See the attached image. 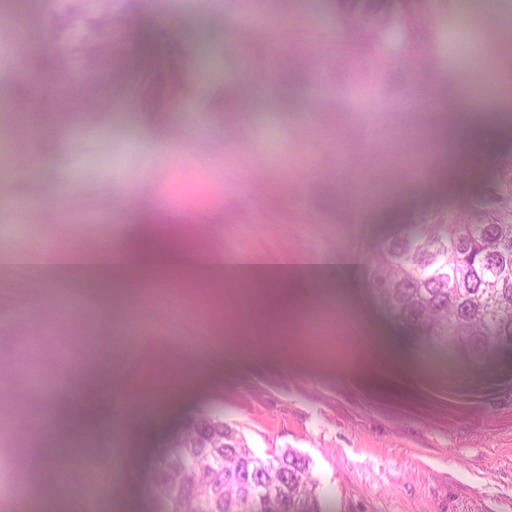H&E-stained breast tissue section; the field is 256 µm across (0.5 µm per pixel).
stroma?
I'll list each match as a JSON object with an SVG mask.
<instances>
[{
  "instance_id": "1",
  "label": "stroma",
  "mask_w": 512,
  "mask_h": 512,
  "mask_svg": "<svg viewBox=\"0 0 512 512\" xmlns=\"http://www.w3.org/2000/svg\"><path fill=\"white\" fill-rule=\"evenodd\" d=\"M506 0H112V52L127 57L123 96L105 95L73 55L65 77L47 65L62 41L61 0H0V20L24 24L26 48L0 53V254L24 253L37 225L43 250H81L113 224L131 242L153 224L180 239L205 217L199 250L306 255L364 251L423 210L484 193L512 157V122H493L482 164L436 155L439 104L470 87L512 96L495 60ZM269 20L237 29L252 12ZM440 46L430 45V29ZM329 82L318 101L308 84ZM432 108H396L410 95ZM79 103L36 129L25 109ZM0 512L13 495L67 483L82 512L84 456L122 478L94 492L95 512H160L155 461L184 417L207 412L261 457L291 448L311 461L324 512H512V356L480 367L428 348L396 322L363 268L307 271L303 305L278 310L279 289L251 273L156 275L129 288L132 321L119 335L98 311L104 289L68 280L47 296L24 268L0 273ZM40 341L39 379L22 352ZM387 339L398 357L379 356ZM196 372L173 390L175 370ZM112 407L97 432L40 446L47 397Z\"/></svg>"
}]
</instances>
